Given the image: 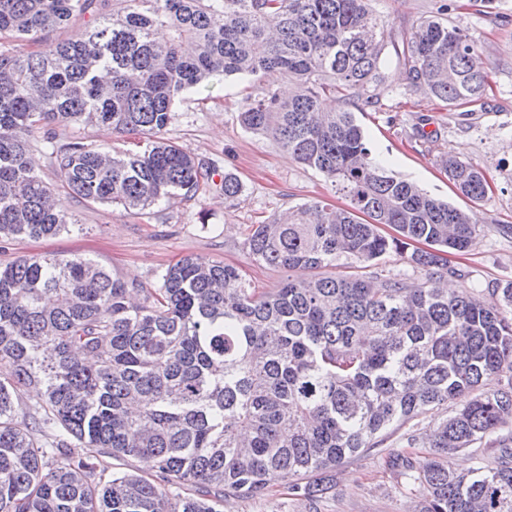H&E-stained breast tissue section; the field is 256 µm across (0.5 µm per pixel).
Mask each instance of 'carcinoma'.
<instances>
[{
    "mask_svg": "<svg viewBox=\"0 0 512 512\" xmlns=\"http://www.w3.org/2000/svg\"><path fill=\"white\" fill-rule=\"evenodd\" d=\"M96 2L105 4L0 0V239L69 230L61 189L148 218L165 200L195 196L214 167L166 138L176 102L216 75L239 76L256 83L243 127L346 200L257 225L252 259L288 270L343 261L358 272L259 293L237 267L198 255L168 265L152 290L86 256L0 264V512H219L227 496L262 495L273 474L318 512L346 459L442 405L444 421L404 434L431 458H389L426 486L418 512H512V283L487 289L488 301L439 287L468 276L448 253L473 246L475 217L386 170L356 123L385 46L368 0H112V13L99 10L72 37L46 38ZM477 55L442 17L402 38L410 86L450 108L484 95ZM276 78L299 92L281 97ZM338 93L349 109L324 111L321 98ZM80 125L137 135L142 149L56 133ZM40 129L53 182L30 160ZM443 166L464 197L487 199L479 168L452 156ZM220 190L233 200L242 183L226 174ZM391 253L423 281L372 287L361 270ZM29 388L42 403L23 411ZM492 435L496 464L449 467ZM104 456L150 460L155 478L107 477Z\"/></svg>",
    "mask_w": 512,
    "mask_h": 512,
    "instance_id": "1",
    "label": "carcinoma"
}]
</instances>
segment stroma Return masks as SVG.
Returning <instances> with one entry per match:
<instances>
[{
  "label": "stroma",
  "instance_id": "35a3bbf8",
  "mask_svg": "<svg viewBox=\"0 0 512 512\" xmlns=\"http://www.w3.org/2000/svg\"><path fill=\"white\" fill-rule=\"evenodd\" d=\"M369 7L392 41L382 54L379 76L366 94L368 106L356 111L374 156L387 169L429 194L473 212L480 229L474 246L450 255L451 266L469 279H449L453 289L486 288L512 281V0H499L496 13H484L470 0H369ZM474 40L487 73L482 108L465 114L421 89L409 87L396 47L404 33L438 13ZM253 90L246 78L214 77L208 87L177 103L167 136L187 153L212 162L215 180L235 174L242 194L226 201L209 188L192 199L162 205V215L147 218L122 207L85 204L68 198L65 210L76 230L39 239L0 241V262L28 255L80 254L98 261L113 277L144 288L158 287L167 265L194 254L236 265L259 290L288 278L319 277L316 269L260 266L246 241L253 225L323 201L334 208L344 198L319 172L298 163L273 138L246 131L238 112ZM477 164L492 180L493 194L472 203L459 194L442 166L445 156ZM402 430L387 434L382 445L348 459L333 474L334 489L321 512H416L426 490L387 465L389 454L408 452L425 460L427 448L405 449ZM221 512H307L288 493L286 480L271 477L263 496L225 498Z\"/></svg>",
  "mask_w": 512,
  "mask_h": 512
}]
</instances>
